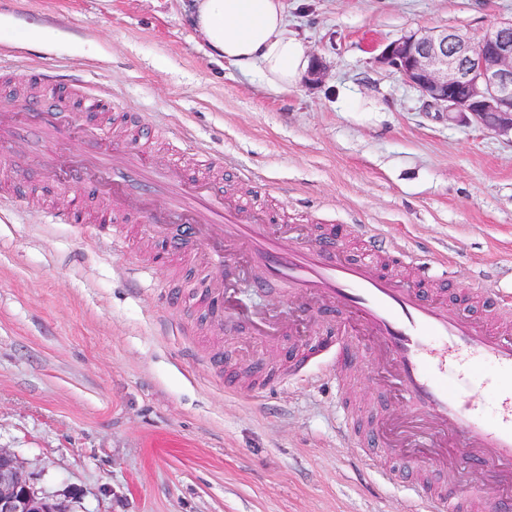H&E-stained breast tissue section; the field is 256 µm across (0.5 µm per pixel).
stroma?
Here are the masks:
<instances>
[{
	"mask_svg": "<svg viewBox=\"0 0 512 512\" xmlns=\"http://www.w3.org/2000/svg\"><path fill=\"white\" fill-rule=\"evenodd\" d=\"M288 27L326 62L319 85L275 92L208 54L183 0H0V101L72 103L79 83L114 107L72 122L130 144L152 162L223 164L216 188L259 199L309 237L333 224H372L430 272L447 269L449 295L475 279L512 286V138L448 123L375 49L419 29L478 38L512 18V0H284ZM53 94L37 96L43 85ZM79 137L51 147L37 136L0 139V448L32 489L68 512H411L407 492L362 465L336 413V387L289 380L286 354L326 333L301 303L267 283L248 305L304 326L270 342L223 323L188 286L211 246L169 225L183 258L159 253L151 229L160 200L138 196L124 249L99 245L51 212L71 197L87 212L120 204L83 181L58 183L49 154L87 151ZM348 398L381 408L364 348ZM237 385L226 390V375Z\"/></svg>",
	"mask_w": 512,
	"mask_h": 512,
	"instance_id": "stroma-1",
	"label": "stroma"
}]
</instances>
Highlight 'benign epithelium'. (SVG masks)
I'll return each mask as SVG.
<instances>
[{"instance_id":"benign-epithelium-1","label":"benign epithelium","mask_w":512,"mask_h":512,"mask_svg":"<svg viewBox=\"0 0 512 512\" xmlns=\"http://www.w3.org/2000/svg\"><path fill=\"white\" fill-rule=\"evenodd\" d=\"M375 62L392 69L448 121L512 136V19L478 40L448 30L416 31L384 44ZM326 76L322 58L313 56L307 81L318 84ZM0 512L68 510L37 495L15 456L0 448Z\"/></svg>"}]
</instances>
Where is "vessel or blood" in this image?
<instances>
[{
  "label": "vessel or blood",
  "instance_id": "b4317fda",
  "mask_svg": "<svg viewBox=\"0 0 512 512\" xmlns=\"http://www.w3.org/2000/svg\"><path fill=\"white\" fill-rule=\"evenodd\" d=\"M70 135L64 112L53 113L37 131L47 142ZM81 168L111 183L125 198L134 188L161 194L169 222L191 224L220 238L264 280L345 312L349 327L372 342L371 357L383 368L384 390L407 410L401 416L383 410L372 418L341 413L344 433L363 448L369 465L410 491L424 512H506L512 505L511 493L489 502L479 485L461 496L419 476L426 464L447 469L452 446L463 462L490 466L500 484H512V327L497 322L503 288L476 283L472 293L486 312L475 317L448 301L443 287L447 274H440L441 285L432 291L423 285L427 270L420 269L417 284L399 275L397 266H417L418 259L381 230L365 229L373 249L353 259L333 232L312 244L295 242L294 225L270 228L260 210L214 191L208 179H182L138 152L100 144L84 155ZM254 285L248 278L240 287L225 289L228 308L237 316H250L253 327L285 332V324L249 314L242 293ZM344 356L340 349L335 359L315 361L319 372L339 386L346 381ZM476 381L489 395L488 406H478L466 395Z\"/></svg>",
  "mask_w": 512,
  "mask_h": 512
}]
</instances>
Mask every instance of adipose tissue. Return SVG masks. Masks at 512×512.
<instances>
[{
	"label": "adipose tissue",
	"mask_w": 512,
	"mask_h": 512,
	"mask_svg": "<svg viewBox=\"0 0 512 512\" xmlns=\"http://www.w3.org/2000/svg\"><path fill=\"white\" fill-rule=\"evenodd\" d=\"M187 20L211 57L259 75L276 91L295 87L310 61L289 31L283 0H191Z\"/></svg>",
	"instance_id": "adipose-tissue-1"
}]
</instances>
